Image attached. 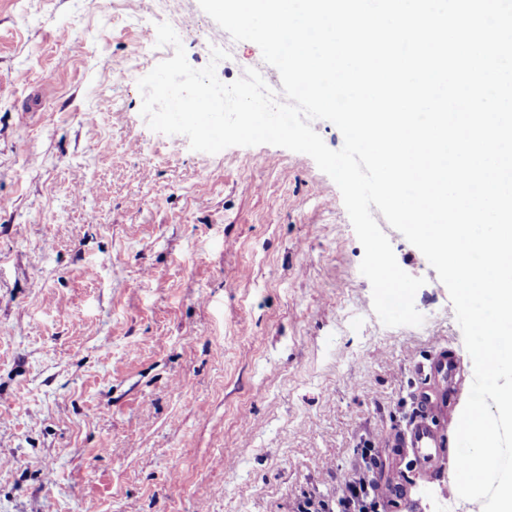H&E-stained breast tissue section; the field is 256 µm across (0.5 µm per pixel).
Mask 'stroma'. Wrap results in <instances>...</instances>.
I'll return each mask as SVG.
<instances>
[{
	"label": "stroma",
	"mask_w": 512,
	"mask_h": 512,
	"mask_svg": "<svg viewBox=\"0 0 512 512\" xmlns=\"http://www.w3.org/2000/svg\"><path fill=\"white\" fill-rule=\"evenodd\" d=\"M147 0H0V512H298L367 477L408 507L463 512L447 474L388 448L439 351L473 367L445 285L385 326L341 192L308 155L216 154L149 128ZM192 28H185L186 19ZM189 64L216 22L172 0ZM226 84L278 71L225 37ZM54 71L52 82L42 79Z\"/></svg>",
	"instance_id": "1"
}]
</instances>
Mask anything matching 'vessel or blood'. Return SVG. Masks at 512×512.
Segmentation results:
<instances>
[{
	"instance_id": "vessel-or-blood-1",
	"label": "vessel or blood",
	"mask_w": 512,
	"mask_h": 512,
	"mask_svg": "<svg viewBox=\"0 0 512 512\" xmlns=\"http://www.w3.org/2000/svg\"><path fill=\"white\" fill-rule=\"evenodd\" d=\"M461 368L460 360L453 354L442 353L437 356L432 371L440 379L441 389L438 395L422 393L419 400L420 410L407 431L395 434L391 445L406 448L425 467L438 469L446 458L447 438L443 430L432 420L434 408H442L445 414L455 409L458 390L457 375Z\"/></svg>"
}]
</instances>
